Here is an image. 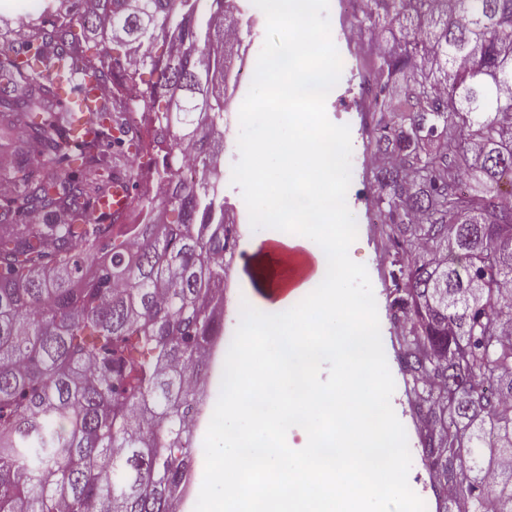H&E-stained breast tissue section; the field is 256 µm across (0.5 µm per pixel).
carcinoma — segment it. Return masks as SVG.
<instances>
[{"instance_id": "obj_1", "label": "carcinoma", "mask_w": 512, "mask_h": 512, "mask_svg": "<svg viewBox=\"0 0 512 512\" xmlns=\"http://www.w3.org/2000/svg\"><path fill=\"white\" fill-rule=\"evenodd\" d=\"M201 2L40 0L28 42L0 48V127L21 130L0 175V512H172L186 483L234 245L218 150L232 11ZM364 14L401 42L377 64L375 105L397 76L402 91L374 142L401 162L375 180L396 254L426 256L400 265L392 306L411 318L399 361L436 493L512 512V0H366ZM89 83L101 94L82 112L65 95ZM146 149L151 172L131 161ZM32 154L53 170L33 175ZM151 177V221L93 217L112 182Z\"/></svg>"}]
</instances>
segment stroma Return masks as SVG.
Here are the masks:
<instances>
[{"mask_svg":"<svg viewBox=\"0 0 512 512\" xmlns=\"http://www.w3.org/2000/svg\"><path fill=\"white\" fill-rule=\"evenodd\" d=\"M361 0H330L328 16L331 37L342 60V72L335 91L326 101L328 119L337 125L349 126L351 132V183L346 203L357 223V238L349 248L350 258L363 264L369 274L377 303L382 344L387 352V362L395 382L391 405L403 424L409 447L421 445L423 427L411 412L412 399L404 382V375L397 360L398 342L390 320V304L394 298L392 273L395 269L392 256L395 252L389 237L387 224L376 221L383 206L379 201V189L374 179V169L369 165L376 129L384 115L379 110L354 112L348 106L355 97V84L351 54L341 39V21L360 23L363 18ZM224 221L234 226L235 243L224 278V334L234 338V349L216 345L203 384L206 404L197 426V454L186 484L183 498L175 501L174 512H204L208 506L203 497L209 480L206 463L211 448L220 443L223 433L217 424L224 413L225 365L235 360L243 351L245 338L242 334L239 308L243 303L261 306L279 282L281 267L277 257L257 247L259 232L253 231L249 214L239 186L224 184Z\"/></svg>","mask_w":512,"mask_h":512,"instance_id":"1","label":"stroma"}]
</instances>
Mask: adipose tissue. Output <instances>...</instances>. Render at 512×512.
<instances>
[{"label":"adipose tissue","mask_w":512,"mask_h":512,"mask_svg":"<svg viewBox=\"0 0 512 512\" xmlns=\"http://www.w3.org/2000/svg\"><path fill=\"white\" fill-rule=\"evenodd\" d=\"M281 127V117L272 116L244 153L252 162L277 150L278 191L259 209L282 225V248L305 252L313 270L246 322L248 336L274 331L282 345L268 361L228 367L235 381L224 409V444L213 451V478L226 494L213 498L210 512H295L313 501L322 512H361L397 480L394 465L370 474L361 462L368 449L395 440L370 379L372 353L361 348L367 317L346 300L340 165L282 142ZM328 362L341 372L330 387L315 380ZM293 428L302 444L292 453L275 433Z\"/></svg>","instance_id":"obj_1"}]
</instances>
